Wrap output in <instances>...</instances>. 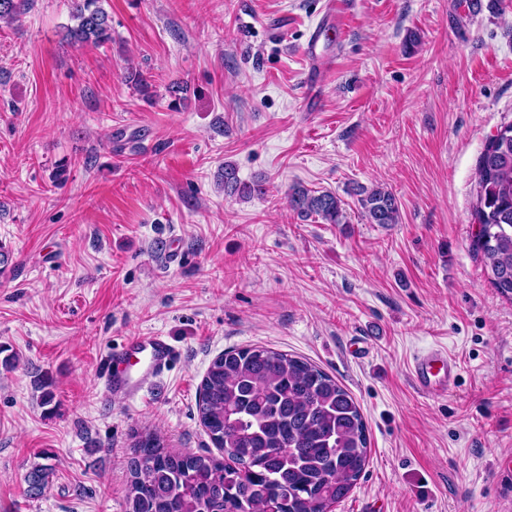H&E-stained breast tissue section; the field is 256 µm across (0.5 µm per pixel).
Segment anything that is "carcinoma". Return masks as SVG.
I'll list each match as a JSON object with an SVG mask.
<instances>
[{
    "instance_id": "carcinoma-1",
    "label": "carcinoma",
    "mask_w": 512,
    "mask_h": 512,
    "mask_svg": "<svg viewBox=\"0 0 512 512\" xmlns=\"http://www.w3.org/2000/svg\"><path fill=\"white\" fill-rule=\"evenodd\" d=\"M29 0H0V20L24 13ZM102 0H72L75 24L63 38L78 46L112 39ZM472 252L487 279L512 301V123L485 144L476 167ZM224 191L251 197L260 181L240 185L224 165ZM370 224H396L394 194L380 187L360 199ZM288 208L302 218L344 224L342 200L329 191L295 185ZM198 417L222 453L169 451L154 436L137 441L128 462L125 512H331L369 463L364 417L354 397L308 360L263 346L218 355L202 379Z\"/></svg>"
}]
</instances>
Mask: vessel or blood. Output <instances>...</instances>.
I'll list each match as a JSON object with an SVG mask.
<instances>
[{"label":"vessel or blood","instance_id":"b4317fda","mask_svg":"<svg viewBox=\"0 0 512 512\" xmlns=\"http://www.w3.org/2000/svg\"><path fill=\"white\" fill-rule=\"evenodd\" d=\"M322 24L343 34L349 26L348 0H323ZM176 356L175 346L166 337L126 338L106 358L105 386L112 394H139L163 377ZM459 376L458 363L443 347L417 355L410 366L414 387L432 397L448 394Z\"/></svg>","mask_w":512,"mask_h":512}]
</instances>
